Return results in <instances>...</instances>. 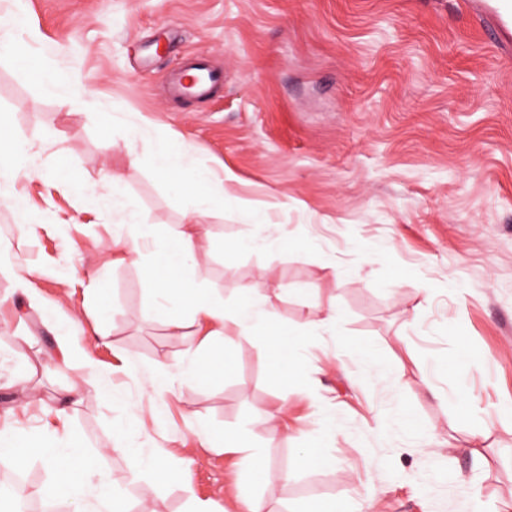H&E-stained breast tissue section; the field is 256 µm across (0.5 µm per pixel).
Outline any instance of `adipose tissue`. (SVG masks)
Instances as JSON below:
<instances>
[{
    "instance_id": "1",
    "label": "adipose tissue",
    "mask_w": 512,
    "mask_h": 512,
    "mask_svg": "<svg viewBox=\"0 0 512 512\" xmlns=\"http://www.w3.org/2000/svg\"><path fill=\"white\" fill-rule=\"evenodd\" d=\"M37 157L31 140L17 133L13 126L0 123L1 186H10L26 174ZM155 166L171 187L182 195L186 225L174 239L178 254L175 271L158 273L150 269L146 272L145 287L152 295L154 310L164 314L168 328L177 336L184 335L202 318L222 323L239 337L273 332V311L270 307L248 299L231 308L216 305L191 263L195 239L202 228V217L224 201L223 181L212 178L207 170L198 167L192 153L176 157L163 145L156 150ZM112 213L117 217L114 244L123 246L131 260H140L141 244L128 232L129 226L139 222L133 203L113 197ZM339 319L338 310L332 307L317 311L302 328L289 331V349L277 362L276 377L284 381L295 378L308 335H334ZM112 451L126 457L128 477L125 481H116L103 468L97 482L92 483L84 481L81 476V460L86 449L76 436L52 432L37 442L20 429L0 431V464L21 472L28 468L32 458L41 459L50 472V481L41 491L42 497L47 500L65 499L72 512H124L123 503L130 488L138 485L144 476L153 473L172 475L179 468L177 462L140 443L135 431L129 427L116 434Z\"/></svg>"
}]
</instances>
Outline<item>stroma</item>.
Wrapping results in <instances>:
<instances>
[{
  "instance_id": "obj_1",
  "label": "stroma",
  "mask_w": 512,
  "mask_h": 512,
  "mask_svg": "<svg viewBox=\"0 0 512 512\" xmlns=\"http://www.w3.org/2000/svg\"><path fill=\"white\" fill-rule=\"evenodd\" d=\"M0 24L22 41L38 31L43 47L29 68L0 47V113L46 137L11 189L16 207L0 205V253L38 268L41 298L82 327L111 330L92 350L96 369L62 361L47 314L0 275V428L73 433L100 449L134 427L147 447L190 462L154 479L151 512H186L191 494L241 512L243 492L263 512L319 500L458 512L461 477L485 512H512V38L485 0H25L21 11L0 0ZM195 56L223 75L204 100L171 90ZM58 69L78 76L79 100L43 91ZM90 97L106 114L84 107ZM136 113L149 135L126 127ZM155 136L235 175L195 241L216 299L270 301L282 329L340 311L336 335L309 336L297 378L275 379L266 336L221 343L207 320L174 336L152 312L146 262L165 263L162 244L185 222L153 168ZM61 147L96 193L51 178ZM112 167L142 217L131 229L146 246L140 262L113 244V189L101 179ZM254 211L279 247L230 250L255 234ZM20 222L40 230L22 235ZM96 270L95 309L83 285ZM220 348L228 373L160 390L165 365ZM362 348L386 383L372 385ZM107 376L117 399L101 392ZM261 412L273 419L252 441L270 474L248 479L239 454L204 446L197 430L219 438ZM317 427L324 459L293 469L299 432Z\"/></svg>"
}]
</instances>
